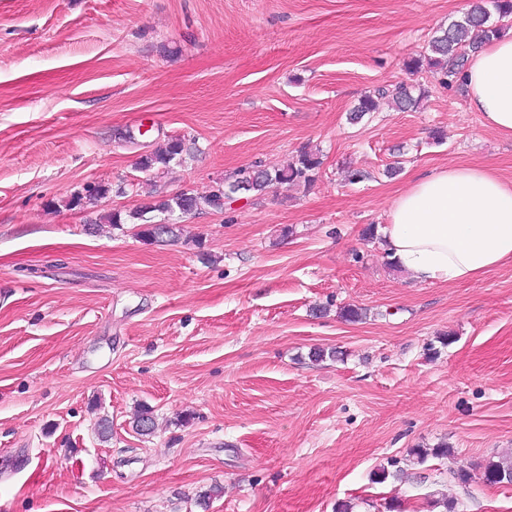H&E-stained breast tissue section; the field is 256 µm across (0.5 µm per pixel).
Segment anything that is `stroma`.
Returning a JSON list of instances; mask_svg holds the SVG:
<instances>
[{"mask_svg": "<svg viewBox=\"0 0 512 512\" xmlns=\"http://www.w3.org/2000/svg\"><path fill=\"white\" fill-rule=\"evenodd\" d=\"M474 2L0 0V512H512L482 478L512 453V260L421 284L364 234L417 173L512 180V138L428 72L417 110L348 121ZM173 137L183 164L138 168ZM304 147L311 187L238 193L177 242L98 221ZM89 182L112 191L68 209Z\"/></svg>", "mask_w": 512, "mask_h": 512, "instance_id": "stroma-1", "label": "stroma"}]
</instances>
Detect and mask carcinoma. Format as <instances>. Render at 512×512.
<instances>
[{"instance_id":"1","label":"carcinoma","mask_w":512,"mask_h":512,"mask_svg":"<svg viewBox=\"0 0 512 512\" xmlns=\"http://www.w3.org/2000/svg\"><path fill=\"white\" fill-rule=\"evenodd\" d=\"M494 14L500 21L512 19V0H483L461 19L442 30L441 34L434 36L423 55L406 60V71L412 75L423 71L438 74L442 76L443 84L448 87L463 80L470 53L477 51L486 41L499 36L502 31V27L490 22ZM424 95L425 89L420 84L399 83L391 88L381 86L361 96L350 113V120L356 123L376 111L378 100L383 98L392 99L402 111L415 109ZM185 151L182 139L171 138L160 148L142 155L138 166L145 171L168 169L183 160ZM320 167L319 157L302 150L294 161L283 168L271 171L255 163L237 171L233 177L224 180L222 186L206 193L200 194L192 190L181 191L172 196H154L151 201L135 209L126 212L114 210L98 218V222L119 226L138 220L143 227V237L155 242H161L165 237L174 240L178 238L174 216H196L207 211L222 212L225 204L235 199V195L242 190L264 195L276 186L288 189L302 183L309 185L318 177ZM108 192V187L100 183H90L83 190L74 193L67 206L71 209H83L103 198ZM153 212L165 215L166 222L155 224L148 220L147 214ZM153 425L151 409L146 405L142 406L133 422V429L146 435L151 432ZM483 477L490 484H512V457L489 460L484 466Z\"/></svg>"}]
</instances>
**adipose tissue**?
Listing matches in <instances>:
<instances>
[{"instance_id":"ef3b65f1","label":"adipose tissue","mask_w":512,"mask_h":512,"mask_svg":"<svg viewBox=\"0 0 512 512\" xmlns=\"http://www.w3.org/2000/svg\"><path fill=\"white\" fill-rule=\"evenodd\" d=\"M464 82L486 125L512 137V31L470 56ZM380 237L417 281L476 279L512 259V180L479 167L419 174L391 200Z\"/></svg>"}]
</instances>
